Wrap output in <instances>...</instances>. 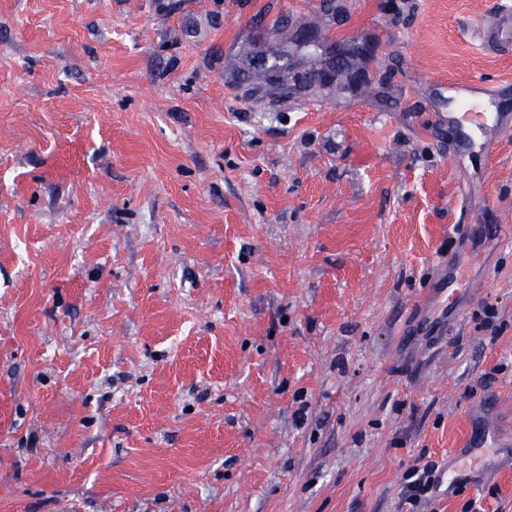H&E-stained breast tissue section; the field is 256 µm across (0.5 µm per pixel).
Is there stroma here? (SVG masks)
<instances>
[{"label": "stroma", "mask_w": 512, "mask_h": 512, "mask_svg": "<svg viewBox=\"0 0 512 512\" xmlns=\"http://www.w3.org/2000/svg\"><path fill=\"white\" fill-rule=\"evenodd\" d=\"M501 2L0 0V512H512ZM474 37L488 52L496 53L512 46V6H502L489 22L478 25ZM454 117L464 124H466L469 128L480 131L481 127L485 124H491L497 121L498 125L508 126L510 121L512 122V115H505L502 113H493L489 119H485V113L481 112H454ZM433 466L425 464L422 469L415 468L406 477V483L402 489L400 507L409 505L406 512H419L420 508L428 498V493L433 488L432 481Z\"/></svg>", "instance_id": "35a3bbf8"}]
</instances>
